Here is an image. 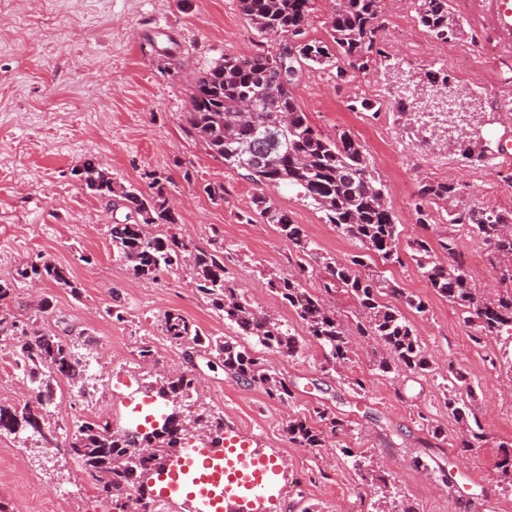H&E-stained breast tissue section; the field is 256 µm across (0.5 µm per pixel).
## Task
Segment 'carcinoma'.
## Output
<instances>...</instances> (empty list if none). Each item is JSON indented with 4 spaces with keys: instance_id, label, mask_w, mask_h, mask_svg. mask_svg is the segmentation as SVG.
Returning a JSON list of instances; mask_svg holds the SVG:
<instances>
[{
    "instance_id": "obj_1",
    "label": "carcinoma",
    "mask_w": 512,
    "mask_h": 512,
    "mask_svg": "<svg viewBox=\"0 0 512 512\" xmlns=\"http://www.w3.org/2000/svg\"><path fill=\"white\" fill-rule=\"evenodd\" d=\"M333 2L331 15L325 21L328 38L317 40L307 36L313 0H240L243 15L259 35L274 39L276 52L248 59L226 54L199 67L193 73L182 134L259 187L262 193L255 198V212L276 225L292 248L313 259L323 270L325 293L340 291L352 299L355 331L384 347L374 352L376 370L388 372L398 361L422 373L428 369V362L416 329L403 309L422 314L427 307L383 272L369 268L367 261L376 257L384 264H400V251H405L430 288L454 305L473 327L475 341L498 336L512 330V210L474 205L448 211V222L467 225L469 232L486 246L489 262L499 271L504 288L492 299L472 286L454 236L439 238L435 246L425 237L401 246L396 217L386 205V185L373 170L365 146L346 131L330 137L316 130L293 93L305 68L332 67L336 69V79L343 81L353 73L370 71L384 56L383 0ZM411 5L419 23L436 40L446 42L460 33L461 23L448 11V0H411ZM247 98L256 103L251 112L241 109ZM72 173L107 206L121 205L127 210L124 220L109 225L115 260L129 263L135 276L152 280L164 271L188 265L197 293L214 312L236 326L237 335L254 338L268 351L297 354V336L288 325L254 308L231 278L224 262V240L219 235L198 246L175 233L161 237L150 232V227L157 224L178 223V216L169 205L170 177L153 175L148 184L151 192L144 194L112 178L108 169L92 157ZM271 188L295 192L321 212L326 223L359 242L363 253L339 260L318 252L302 225L293 223L263 193ZM457 191L448 182H419L414 199L416 222L428 224L431 207L448 205ZM298 268V275H271L268 285L294 308L307 333L324 349L323 370L337 373L353 355L349 334L325 298L303 295L301 275L308 272V267L300 264ZM34 278L68 288L74 294L79 292L70 269L48 260L28 264L17 269L12 280L0 281V337L14 342L16 363L29 378L38 402L36 408L28 401L12 406L1 404L0 431L14 433L20 427H40V411L54 400L58 379L75 383L82 378V363L69 344L49 328L38 325V315L46 313L48 305L39 304L25 320L13 310L16 288ZM385 296L393 297L396 303L383 301ZM162 331L172 343L184 348L186 357L215 353L224 363V372L236 382L259 385L281 402L294 398L288 382L257 357L254 348L227 338L208 340L178 312L165 313ZM448 374L445 404L462 432L471 435V439L462 440L461 447L471 448L473 441L482 438L476 431L480 423L471 409L474 394L470 389L460 392L458 383L464 379L461 372L450 370ZM195 392L197 379L191 366L162 376L157 393L172 409L160 429L143 435L115 431L102 417L76 425L80 433L76 459L82 463L93 488L101 492L112 490L118 503L135 495L141 507L148 508L153 501L152 489L140 481L141 475L182 447L188 435L182 422L192 423L210 436L224 434V418L193 410L189 399ZM315 413L317 421L331 433L345 430L344 421L329 408H318ZM286 431L289 439L304 448L325 447L324 431L305 419L288 420ZM129 448H152L154 452L141 455L132 463ZM355 466L364 472L363 478L377 486V510L385 512L387 479L365 467L360 459L355 460ZM497 468L501 477L512 483L511 442L498 445Z\"/></svg>"
}]
</instances>
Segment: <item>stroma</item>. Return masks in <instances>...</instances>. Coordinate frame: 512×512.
<instances>
[{
  "mask_svg": "<svg viewBox=\"0 0 512 512\" xmlns=\"http://www.w3.org/2000/svg\"><path fill=\"white\" fill-rule=\"evenodd\" d=\"M450 7L463 21L456 45L482 60L467 80L459 79L440 51L407 52L397 16L410 6L407 0H389L382 17L386 58L369 74L343 82L328 69L304 72L295 95L323 133L345 130L366 147L387 186L401 241L455 236L466 261L481 268L472 284L492 296L501 282L484 245L458 224L435 219L422 228L412 206L420 181L444 179L458 188L457 207L512 210V181L501 153L512 149V122L504 117L507 97L497 90L501 83L512 87V32L496 29L492 0H479L472 16L459 0H450ZM270 48L246 20L239 0H61L56 8L51 0H14L12 8L0 11V280L12 279L22 265L42 257L69 266L79 288L74 294L44 281L23 283L16 291V304L24 310L48 299L46 323L62 320L70 331L66 343L86 359L83 391L72 397L69 383H60L45 422L62 420L55 435L65 438L80 409L91 405L113 427L127 428L133 408L156 388L155 372L140 359V348L152 346L166 368L186 366L182 350L161 332L166 312L181 313L215 338L233 334L195 292L189 267L152 281L114 259L108 235L112 212L72 174L92 156L118 181L141 189L148 173L171 177L178 232L199 245L220 235L232 253L229 271L253 306L295 329L296 356L265 355L287 381L293 401L274 400L258 385H239L219 362L203 359L194 396L197 411L222 416L225 427L276 457L288 475L287 512H376L377 490L354 467L352 456L359 452L388 477L391 499L412 502L417 512H512V490L496 469L499 443L512 442V369L502 358L512 349V333L475 344L472 327L408 259L386 265L385 275L427 306L426 313L410 319L429 371L417 374L397 363L382 373L362 350L350 370L363 379L364 389L326 374L321 347L267 284L268 272L292 274L297 254L275 225L253 216L258 187L182 136L194 66ZM400 70L420 79L437 72L463 91V119L441 146L423 145L408 125L405 114L412 104L400 92ZM365 86L376 92L378 117L348 108ZM468 139L478 143L482 155L463 151ZM186 168L194 173L192 181L182 177ZM217 183L224 186L220 202L204 191ZM270 195L321 253L343 260L358 252L355 240L325 223L294 192L274 189ZM84 254L92 256V264L81 262ZM114 307L124 310V321L109 316ZM452 369L472 388V408L483 427V439L465 449L440 390ZM321 406L348 421L347 431L327 436L320 450L289 441L284 430L289 417H313ZM38 444L26 431L0 432V469L34 471L45 502L64 499L66 512H116L110 498L88 493L77 460L38 452ZM420 456L426 466L415 465Z\"/></svg>",
  "mask_w": 512,
  "mask_h": 512,
  "instance_id": "stroma-1",
  "label": "stroma"
}]
</instances>
